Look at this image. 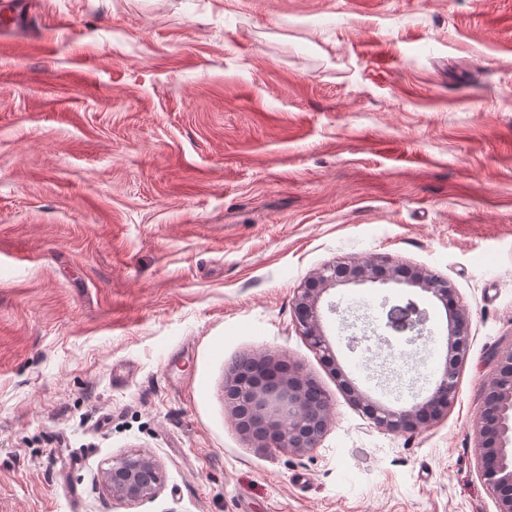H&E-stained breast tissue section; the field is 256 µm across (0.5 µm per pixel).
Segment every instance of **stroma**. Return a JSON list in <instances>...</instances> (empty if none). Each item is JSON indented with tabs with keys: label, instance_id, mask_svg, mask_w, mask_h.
I'll return each mask as SVG.
<instances>
[{
	"label": "stroma",
	"instance_id": "1",
	"mask_svg": "<svg viewBox=\"0 0 512 512\" xmlns=\"http://www.w3.org/2000/svg\"><path fill=\"white\" fill-rule=\"evenodd\" d=\"M448 279L469 322L437 424L376 429L443 370L431 294L320 302L336 377L295 327L332 261ZM429 313L384 377L349 324ZM512 347V0H28L0 13V512H497L477 468L484 383ZM299 365L330 403L317 448L241 434L224 382ZM337 367V368H338ZM153 499L113 498L130 454ZM104 484L112 496L128 504L153 497L160 485L157 464L144 455L127 456L113 461L104 473Z\"/></svg>",
	"mask_w": 512,
	"mask_h": 512
}]
</instances>
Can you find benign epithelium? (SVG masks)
Returning <instances> with one entry per match:
<instances>
[{"mask_svg": "<svg viewBox=\"0 0 512 512\" xmlns=\"http://www.w3.org/2000/svg\"><path fill=\"white\" fill-rule=\"evenodd\" d=\"M403 283L426 291L448 308L445 365L428 395L405 408H391L359 392L336 366L335 354L321 327L318 304L329 287L346 282ZM456 289L445 278L422 269L399 266L384 257L361 262L333 261L298 289L294 322L301 335L322 353L323 361L342 377L352 403L372 425L391 433H414L439 422L451 409L459 369L469 350L468 321L454 308ZM426 313L409 299L386 311L384 327L392 334L421 333ZM484 411L476 426L481 448L479 468L494 493L498 512H512V347L502 352L484 384ZM224 396L232 405L239 430L263 448L305 453L318 446L327 426L330 404L301 369L268 356H249L227 377ZM104 484L128 504L153 497L160 485L157 464L144 455L123 457L106 470Z\"/></svg>", "mask_w": 512, "mask_h": 512, "instance_id": "benign-epithelium-1", "label": "benign epithelium"}]
</instances>
